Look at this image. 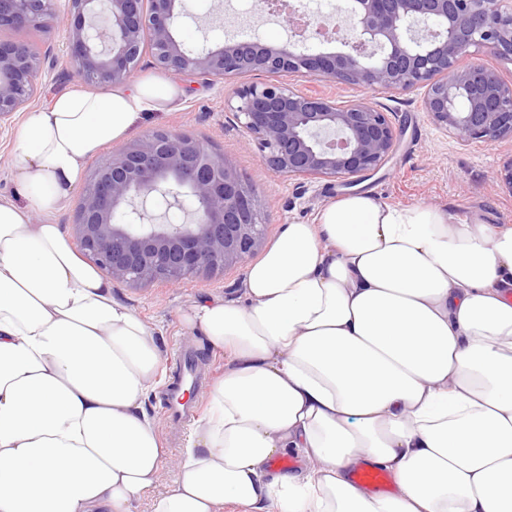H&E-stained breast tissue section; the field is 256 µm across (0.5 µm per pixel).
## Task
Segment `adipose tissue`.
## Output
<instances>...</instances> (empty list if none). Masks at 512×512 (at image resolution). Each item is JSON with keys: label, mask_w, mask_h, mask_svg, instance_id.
I'll use <instances>...</instances> for the list:
<instances>
[{"label": "adipose tissue", "mask_w": 512, "mask_h": 512, "mask_svg": "<svg viewBox=\"0 0 512 512\" xmlns=\"http://www.w3.org/2000/svg\"><path fill=\"white\" fill-rule=\"evenodd\" d=\"M182 89L80 86L17 128L18 198L0 197V512H512V225L363 193L289 224L237 300L184 328L226 354L192 441L166 451L145 397L155 329L51 215L88 158ZM303 470L274 474L288 450ZM387 470L378 495L349 472Z\"/></svg>", "instance_id": "1"}]
</instances>
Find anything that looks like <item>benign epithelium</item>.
Instances as JSON below:
<instances>
[{"mask_svg":"<svg viewBox=\"0 0 512 512\" xmlns=\"http://www.w3.org/2000/svg\"><path fill=\"white\" fill-rule=\"evenodd\" d=\"M0 0V30L65 26V55L53 59L81 82L130 81L148 50L173 77L224 79L252 72L268 80L236 93L235 117L268 168L294 177L354 184L378 171L396 146L385 113L362 99L282 84L287 73L316 75L366 90L424 88L423 110L457 142L512 138V83L482 59L512 62V0H339L328 15L263 0L288 40L227 39L187 48L175 37L181 0ZM343 50L329 52L325 45ZM44 57L22 40H0V120L38 96ZM164 224L144 222L147 202ZM192 209L191 223L170 211ZM79 247L112 281L176 285L247 266L266 234L261 199L236 166L182 129L162 128L113 148L84 185L76 214Z\"/></svg>","mask_w":512,"mask_h":512,"instance_id":"1","label":"benign epithelium"}]
</instances>
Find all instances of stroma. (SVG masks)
I'll list each match as a JSON object with an SVG mask.
<instances>
[{
  "instance_id": "1",
  "label": "stroma",
  "mask_w": 512,
  "mask_h": 512,
  "mask_svg": "<svg viewBox=\"0 0 512 512\" xmlns=\"http://www.w3.org/2000/svg\"><path fill=\"white\" fill-rule=\"evenodd\" d=\"M188 18L176 37L194 47L205 38L246 39L259 35L266 42L285 41L286 31L276 17L259 16L257 0H186ZM259 73L213 80L195 77L182 80L184 96L173 109L138 122L130 133L138 139L158 128H179L208 142L231 161L260 195L267 227V240H274L283 227L295 222L314 223L328 202L357 193H370L380 200L410 206L429 204L448 210L456 217L479 215L491 224H512V190L497 178L503 164L512 159V138L496 143H457L437 127L422 108V90L379 91L366 94L355 85L329 83L313 75H289L288 86L303 93H320L348 104L368 99L385 112L398 132L395 150L376 174L345 186L331 178L290 177L265 167L252 150L244 129L231 111L237 88L262 83ZM243 270L229 268L216 274H202L180 285H124L116 287L120 299L140 317L155 326L165 353V369L146 409L159 428L165 448L178 454L184 448L191 425L174 426L161 405V393L172 379L178 348L192 349L205 383H212L224 371L223 351L203 337L187 334L179 311L188 302L208 295L239 299Z\"/></svg>"
}]
</instances>
